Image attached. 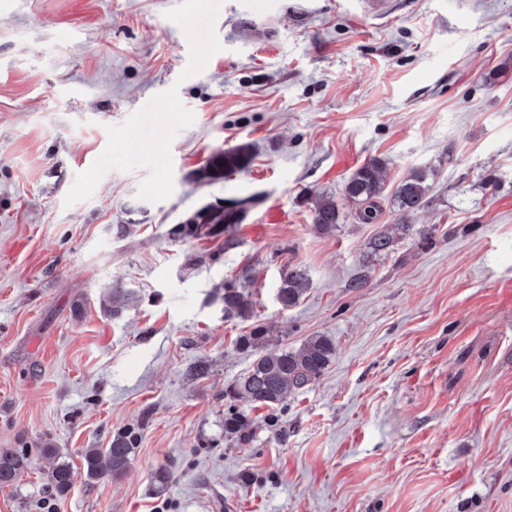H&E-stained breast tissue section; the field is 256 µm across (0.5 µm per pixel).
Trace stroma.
Instances as JSON below:
<instances>
[{
	"instance_id": "stroma-1",
	"label": "stroma",
	"mask_w": 512,
	"mask_h": 512,
	"mask_svg": "<svg viewBox=\"0 0 512 512\" xmlns=\"http://www.w3.org/2000/svg\"><path fill=\"white\" fill-rule=\"evenodd\" d=\"M242 143L247 170L193 179ZM374 158L388 190L439 167L413 219L430 243L372 254L394 216L356 223L343 186ZM241 199L235 247L170 238ZM245 266L252 316L225 318L214 291ZM293 267L312 287L285 310ZM116 284L135 293L117 319ZM258 325L336 345L274 410L224 396ZM232 406L247 444L224 436ZM125 429L130 468L89 482L84 450ZM3 448L30 467L0 512H512V0H0ZM312 222L321 235H334L344 220V214L333 198L321 196L314 202ZM43 454L54 461L46 473V487L56 496L65 495L72 483L70 464L62 459L57 448H51L50 446L43 448Z\"/></svg>"
}]
</instances>
